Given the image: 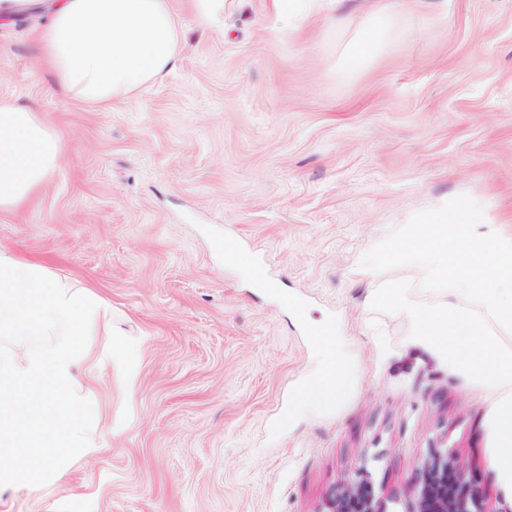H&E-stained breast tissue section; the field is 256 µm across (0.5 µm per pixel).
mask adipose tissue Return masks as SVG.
<instances>
[{"instance_id":"1","label":"adipose tissue","mask_w":512,"mask_h":512,"mask_svg":"<svg viewBox=\"0 0 512 512\" xmlns=\"http://www.w3.org/2000/svg\"><path fill=\"white\" fill-rule=\"evenodd\" d=\"M30 10L44 73L100 110L172 65L179 11L205 30L224 20V0H0V27ZM62 156L39 109L0 97V212L23 206ZM113 334L107 299L0 248V489L52 487L101 448L93 379L112 368Z\"/></svg>"}]
</instances>
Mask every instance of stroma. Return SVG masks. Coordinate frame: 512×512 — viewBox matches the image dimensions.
<instances>
[{"instance_id": "35a3bbf8", "label": "stroma", "mask_w": 512, "mask_h": 512, "mask_svg": "<svg viewBox=\"0 0 512 512\" xmlns=\"http://www.w3.org/2000/svg\"><path fill=\"white\" fill-rule=\"evenodd\" d=\"M378 3L293 33L270 0H227L220 31L181 16L169 72L108 112L42 74L38 16L0 28V96L36 104L64 146L43 190L0 212V246L111 301L123 354L95 383L105 448L48 492L0 491V512H325L359 471L381 512H413L418 467L445 449L494 512L512 507L476 383L370 308L392 280L446 295L414 266L360 267L461 194L512 237V0H402L353 57ZM326 324L347 370L331 406L302 396L323 360L305 329ZM387 25L388 16L386 14L375 18L360 36L355 49V56L368 55L383 39Z\"/></svg>"}]
</instances>
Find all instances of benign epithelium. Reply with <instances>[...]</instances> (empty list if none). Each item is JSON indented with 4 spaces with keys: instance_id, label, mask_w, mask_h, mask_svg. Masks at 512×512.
Wrapping results in <instances>:
<instances>
[{
    "instance_id": "obj_1",
    "label": "benign epithelium",
    "mask_w": 512,
    "mask_h": 512,
    "mask_svg": "<svg viewBox=\"0 0 512 512\" xmlns=\"http://www.w3.org/2000/svg\"><path fill=\"white\" fill-rule=\"evenodd\" d=\"M417 512H495L484 493L476 488L468 470L451 450L424 462L416 473ZM328 512H377L367 475L344 481L340 493L328 504Z\"/></svg>"
}]
</instances>
